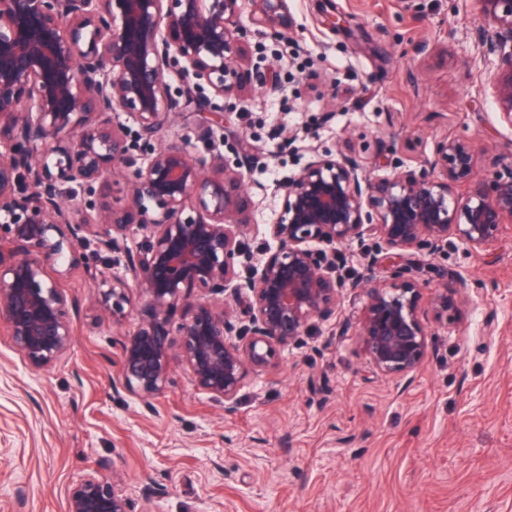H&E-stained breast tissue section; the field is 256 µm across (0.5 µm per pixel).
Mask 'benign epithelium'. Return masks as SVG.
Returning <instances> with one entry per match:
<instances>
[{"label":"benign epithelium","mask_w":512,"mask_h":512,"mask_svg":"<svg viewBox=\"0 0 512 512\" xmlns=\"http://www.w3.org/2000/svg\"><path fill=\"white\" fill-rule=\"evenodd\" d=\"M242 2L0 0V319L33 368L54 365L71 347L60 280L92 242L124 257L122 274L97 281V310L116 323L139 315L120 341L122 379L112 393L136 396L150 413L175 364L233 412L249 374L276 368L282 348L336 314L344 290L367 297L357 336L369 363L383 376L407 375L428 350L409 256L452 237L477 251L512 221V178L486 168L471 140L446 137L419 169L396 166L385 176L309 145L305 164L278 186L275 247L242 272L243 162L211 145L224 128L217 101L235 105L255 89ZM480 2L495 57L489 84L512 126V0ZM252 3L256 23L290 35L288 0ZM175 80L209 117L169 142L164 134L182 110ZM121 112L139 124L138 162ZM195 140L210 144L208 154L194 151ZM114 183L126 190L121 208L102 202ZM190 203L193 216L185 215ZM134 225L147 239L136 251L126 245ZM367 235L376 249L365 254V273L342 276L339 248ZM390 251L399 264L378 282L372 273ZM463 290L444 281L432 304L450 313ZM67 512L131 510L116 478L97 470L68 489Z\"/></svg>","instance_id":"7a95c632"}]
</instances>
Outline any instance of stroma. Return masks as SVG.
<instances>
[{
    "mask_svg": "<svg viewBox=\"0 0 512 512\" xmlns=\"http://www.w3.org/2000/svg\"><path fill=\"white\" fill-rule=\"evenodd\" d=\"M293 32L270 35L244 4L254 81L218 139L248 157L247 251L272 248L278 184L302 145L360 157L376 175L415 169L445 137L476 140L512 176V126L484 78L480 0H288ZM424 363L385 377L344 322L365 295L251 373L235 413L174 368L144 412L117 398L121 335L93 311L96 262L63 280L76 309L70 350L34 372L0 320V512H65L68 487L113 465L134 512H512V223L479 251L423 253ZM465 282L456 320L437 316L440 275Z\"/></svg>",
    "mask_w": 512,
    "mask_h": 512,
    "instance_id": "1",
    "label": "stroma"
}]
</instances>
